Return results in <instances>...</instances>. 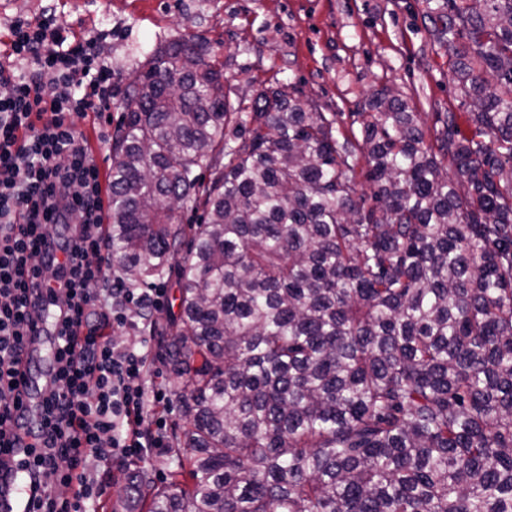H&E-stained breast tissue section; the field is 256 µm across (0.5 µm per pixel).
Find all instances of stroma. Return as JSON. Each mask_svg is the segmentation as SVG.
Segmentation results:
<instances>
[{"instance_id": "obj_1", "label": "stroma", "mask_w": 512, "mask_h": 512, "mask_svg": "<svg viewBox=\"0 0 512 512\" xmlns=\"http://www.w3.org/2000/svg\"><path fill=\"white\" fill-rule=\"evenodd\" d=\"M49 9L69 36L112 34L105 45L112 106L74 118L106 183L127 82L173 39L206 42L230 98L293 85L319 111L337 113L345 130L385 86L420 112L428 131L437 113L466 109L448 55L430 32L425 0H0V51L13 22Z\"/></svg>"}]
</instances>
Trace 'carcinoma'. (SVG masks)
<instances>
[{
  "label": "carcinoma",
  "mask_w": 512,
  "mask_h": 512,
  "mask_svg": "<svg viewBox=\"0 0 512 512\" xmlns=\"http://www.w3.org/2000/svg\"><path fill=\"white\" fill-rule=\"evenodd\" d=\"M427 17L468 99L430 143L386 87L359 138L303 95L233 102L193 39L126 89L112 254L179 286L184 423L145 512H512V0Z\"/></svg>",
  "instance_id": "cac0c4a2"
}]
</instances>
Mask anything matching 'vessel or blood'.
<instances>
[{
    "mask_svg": "<svg viewBox=\"0 0 512 512\" xmlns=\"http://www.w3.org/2000/svg\"><path fill=\"white\" fill-rule=\"evenodd\" d=\"M58 341L53 336L47 318L37 319L33 325L24 360L27 369L21 379L23 390L20 412L25 429L6 453L7 467L0 469V512H28L33 491L22 476L27 447L31 443V429L42 423L43 402L49 392V370Z\"/></svg>",
    "mask_w": 512,
    "mask_h": 512,
    "instance_id": "obj_1",
    "label": "vessel or blood"
}]
</instances>
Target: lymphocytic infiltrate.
I'll use <instances>...</instances> for the list:
<instances>
[{"mask_svg":"<svg viewBox=\"0 0 512 512\" xmlns=\"http://www.w3.org/2000/svg\"><path fill=\"white\" fill-rule=\"evenodd\" d=\"M102 35L69 41L44 13L10 28V63H0V451L13 440L21 355L45 271L63 253L61 348L48 396L49 431L33 449L42 488L30 512H98L112 466L166 447L151 378V337L128 343L127 306L149 320L162 288L126 287L112 268L104 188L87 141L72 120L112 102V65Z\"/></svg>","mask_w":512,"mask_h":512,"instance_id":"f902f5d3","label":"lymphocytic infiltrate"}]
</instances>
